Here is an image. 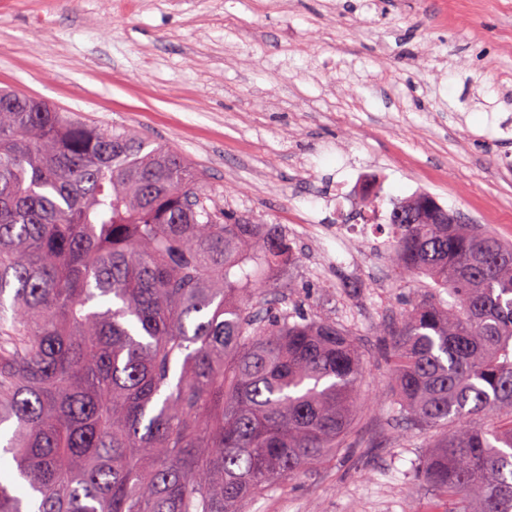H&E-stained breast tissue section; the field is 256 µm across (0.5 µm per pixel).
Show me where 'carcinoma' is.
Returning <instances> with one entry per match:
<instances>
[{
  "label": "carcinoma",
  "mask_w": 512,
  "mask_h": 512,
  "mask_svg": "<svg viewBox=\"0 0 512 512\" xmlns=\"http://www.w3.org/2000/svg\"><path fill=\"white\" fill-rule=\"evenodd\" d=\"M172 147L0 90V512H236L327 461L365 355L301 311L259 317L295 259L278 224L205 204ZM388 219L430 280L392 333L395 415L436 433L419 477L512 512V244Z\"/></svg>",
  "instance_id": "1"
}]
</instances>
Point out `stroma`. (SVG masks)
Returning a JSON list of instances; mask_svg holds the SVG:
<instances>
[{
	"label": "stroma",
	"mask_w": 512,
	"mask_h": 512,
	"mask_svg": "<svg viewBox=\"0 0 512 512\" xmlns=\"http://www.w3.org/2000/svg\"><path fill=\"white\" fill-rule=\"evenodd\" d=\"M0 88L172 145L218 208L287 231L299 308L366 356L343 448L243 512H448L392 411L388 331L420 292L387 218L418 193L512 241V0H0ZM380 199L359 213L361 185Z\"/></svg>",
	"instance_id": "obj_1"
}]
</instances>
